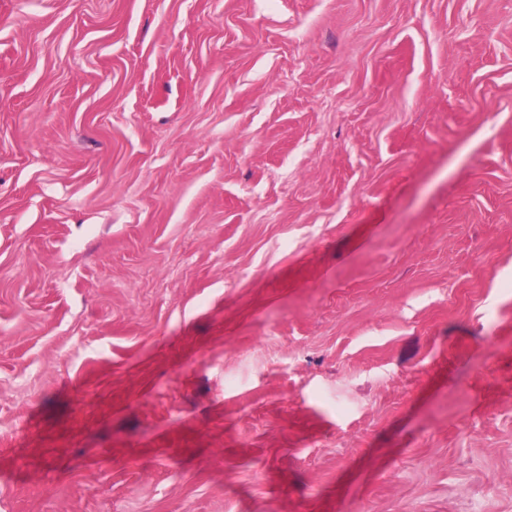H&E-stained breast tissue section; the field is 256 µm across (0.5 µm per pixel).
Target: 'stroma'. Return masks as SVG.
<instances>
[{
  "label": "stroma",
  "instance_id": "stroma-1",
  "mask_svg": "<svg viewBox=\"0 0 512 512\" xmlns=\"http://www.w3.org/2000/svg\"><path fill=\"white\" fill-rule=\"evenodd\" d=\"M0 512H512V0H0Z\"/></svg>",
  "mask_w": 512,
  "mask_h": 512
}]
</instances>
